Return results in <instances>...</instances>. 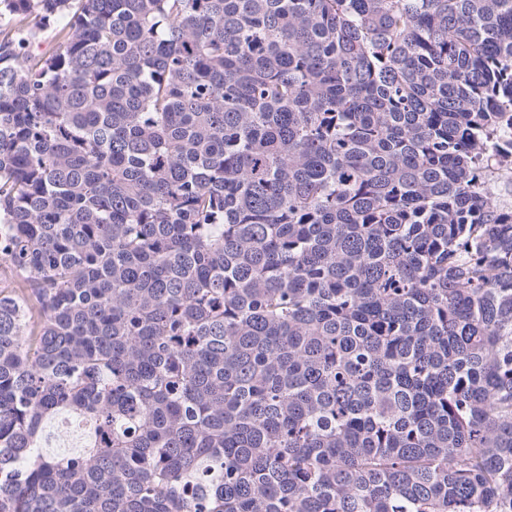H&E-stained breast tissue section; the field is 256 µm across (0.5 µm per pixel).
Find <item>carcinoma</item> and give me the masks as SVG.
<instances>
[{"instance_id":"cac0c4a2","label":"carcinoma","mask_w":512,"mask_h":512,"mask_svg":"<svg viewBox=\"0 0 512 512\" xmlns=\"http://www.w3.org/2000/svg\"><path fill=\"white\" fill-rule=\"evenodd\" d=\"M2 15L0 512H512V0Z\"/></svg>"}]
</instances>
